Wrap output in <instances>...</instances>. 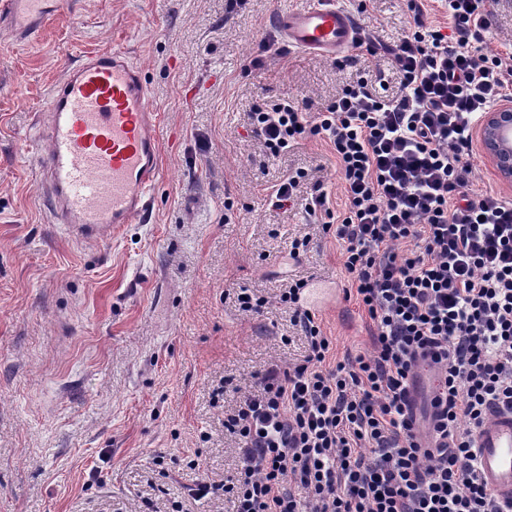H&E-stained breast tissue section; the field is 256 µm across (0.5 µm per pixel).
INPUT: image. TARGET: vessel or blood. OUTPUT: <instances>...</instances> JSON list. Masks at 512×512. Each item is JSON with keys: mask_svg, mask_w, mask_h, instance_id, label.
Returning a JSON list of instances; mask_svg holds the SVG:
<instances>
[{"mask_svg": "<svg viewBox=\"0 0 512 512\" xmlns=\"http://www.w3.org/2000/svg\"><path fill=\"white\" fill-rule=\"evenodd\" d=\"M61 0H0V32L32 40ZM288 48L336 58L362 32L335 0H313L274 16ZM158 114L142 71L120 50L87 55L51 88L37 163L52 223L69 237L110 236L118 225L149 222L161 176ZM478 474L501 502L512 503V409H491L476 432Z\"/></svg>", "mask_w": 512, "mask_h": 512, "instance_id": "obj_1", "label": "vessel or blood"}]
</instances>
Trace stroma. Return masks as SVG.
I'll list each match as a JSON object with an SVG mask.
<instances>
[{
    "mask_svg": "<svg viewBox=\"0 0 512 512\" xmlns=\"http://www.w3.org/2000/svg\"><path fill=\"white\" fill-rule=\"evenodd\" d=\"M63 2L30 45L0 34V512H168L196 477L190 459L217 482L235 472L225 416L258 374L302 360L305 339L277 302L289 282L347 285L334 237L303 206L264 201L299 169L301 197L320 189L343 207L330 146L313 137L271 158L248 114L287 94L316 110L359 79L395 95L386 48L411 0H337L378 47L338 59L288 49L272 27L310 0ZM112 49L143 71L162 175L150 223L81 242L45 214L35 133L53 84ZM243 288L266 299L261 315L239 310ZM322 318L338 351L369 346L352 302ZM158 454L173 460L165 497Z\"/></svg>",
    "mask_w": 512,
    "mask_h": 512,
    "instance_id": "obj_1",
    "label": "stroma"
}]
</instances>
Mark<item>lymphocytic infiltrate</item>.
Listing matches in <instances>:
<instances>
[{"label":"lymphocytic infiltrate","mask_w":512,"mask_h":512,"mask_svg":"<svg viewBox=\"0 0 512 512\" xmlns=\"http://www.w3.org/2000/svg\"><path fill=\"white\" fill-rule=\"evenodd\" d=\"M445 22L415 18L390 50L395 95L364 80L313 111L293 97L256 108L271 156L320 137L345 197L299 202L302 176L274 185L276 209L303 205L343 250L346 299L368 318L370 349L337 353L306 280L280 296L304 333L301 363L262 375L224 427L243 448L226 480L189 496L233 512H512L481 483L475 431L512 408V198L470 180L473 130L512 102V52L488 55L487 0H439ZM436 375L427 424L409 389Z\"/></svg>","instance_id":"lymphocytic-infiltrate-1"}]
</instances>
